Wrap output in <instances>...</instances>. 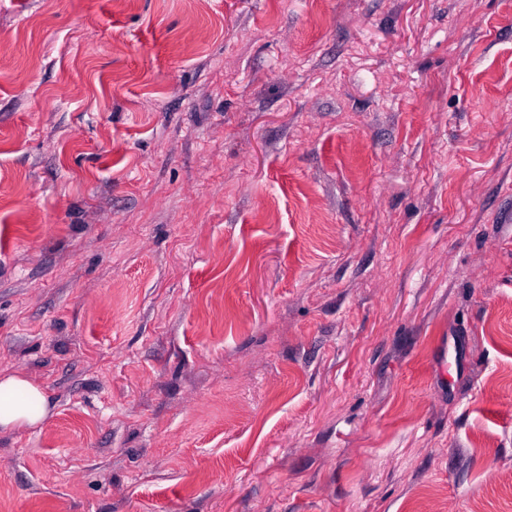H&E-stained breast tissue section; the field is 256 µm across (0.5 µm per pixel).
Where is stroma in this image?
Returning a JSON list of instances; mask_svg holds the SVG:
<instances>
[{"label":"stroma","mask_w":512,"mask_h":512,"mask_svg":"<svg viewBox=\"0 0 512 512\" xmlns=\"http://www.w3.org/2000/svg\"><path fill=\"white\" fill-rule=\"evenodd\" d=\"M0 512H512V0H0ZM44 391L18 374L0 376V430L34 427L47 415Z\"/></svg>","instance_id":"35a3bbf8"}]
</instances>
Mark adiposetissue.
I'll use <instances>...</instances> for the list:
<instances>
[{"mask_svg":"<svg viewBox=\"0 0 512 512\" xmlns=\"http://www.w3.org/2000/svg\"><path fill=\"white\" fill-rule=\"evenodd\" d=\"M47 415L44 391L18 374L0 376V430L33 427Z\"/></svg>","mask_w":512,"mask_h":512,"instance_id":"obj_1","label":"adipose tissue"}]
</instances>
